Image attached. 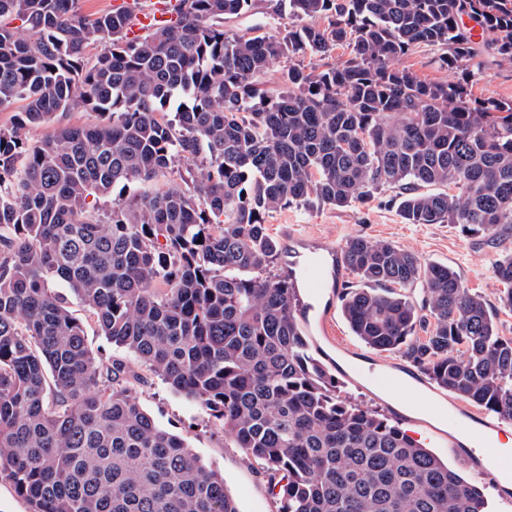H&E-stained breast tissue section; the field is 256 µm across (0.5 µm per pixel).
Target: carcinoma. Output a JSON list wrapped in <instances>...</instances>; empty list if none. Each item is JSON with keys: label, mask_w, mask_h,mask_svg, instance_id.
Wrapping results in <instances>:
<instances>
[{"label": "carcinoma", "mask_w": 512, "mask_h": 512, "mask_svg": "<svg viewBox=\"0 0 512 512\" xmlns=\"http://www.w3.org/2000/svg\"><path fill=\"white\" fill-rule=\"evenodd\" d=\"M78 2L0 0V106L25 102L0 128V478L31 512H238L224 477L139 404L150 375L220 424L276 512H486L479 485L342 397L266 218L390 188L407 224H512V103L469 90L485 50L512 60V0H276L279 19L326 21L281 35L224 28L254 0H179L176 21L136 40L126 14L89 19ZM422 44L448 48L457 81L397 64ZM338 46L319 71L288 65L278 93L262 80L278 58ZM80 107L101 121L25 141ZM178 159L181 185L107 214L86 203ZM342 259L363 287L341 311L366 347L512 420V338L452 267L360 236ZM494 275L512 310V254ZM57 281L127 357H96ZM418 283L420 305L403 292Z\"/></svg>", "instance_id": "cac0c4a2"}]
</instances>
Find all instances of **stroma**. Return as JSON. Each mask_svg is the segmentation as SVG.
<instances>
[{
  "mask_svg": "<svg viewBox=\"0 0 512 512\" xmlns=\"http://www.w3.org/2000/svg\"><path fill=\"white\" fill-rule=\"evenodd\" d=\"M446 53L442 46H422L401 57L399 63L423 80L449 82L456 79L457 73L445 66ZM482 61L483 74L470 86L472 97L512 102V61L490 52L483 55ZM395 195V190L386 188L375 193L368 204L348 208L293 205L270 215L266 224L270 234L283 244L293 231L311 234L335 249L343 248L349 238L362 236L393 242L431 263L453 266L466 288L496 307L500 335L512 337V310L499 307L503 285L493 274L496 260L504 253H512V227L504 229L500 239L495 240L464 236L452 224H408L399 215ZM136 396L160 428L183 438L204 465L223 475L239 512H275L266 482L205 410L154 377L137 387ZM422 443L449 466L459 469L465 479L484 487L489 512H512V503L500 497L491 476L463 467L448 446L427 437Z\"/></svg>",
  "mask_w": 512,
  "mask_h": 512,
  "instance_id": "obj_1",
  "label": "stroma"
}]
</instances>
